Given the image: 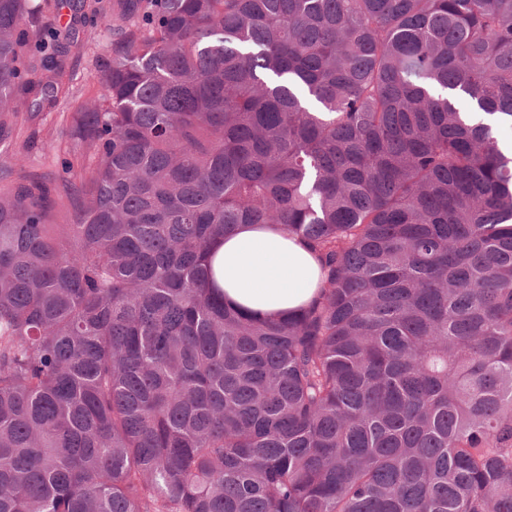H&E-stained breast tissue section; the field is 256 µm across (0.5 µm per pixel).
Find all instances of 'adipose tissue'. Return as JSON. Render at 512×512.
Masks as SVG:
<instances>
[{"label":"adipose tissue","instance_id":"adipose-tissue-1","mask_svg":"<svg viewBox=\"0 0 512 512\" xmlns=\"http://www.w3.org/2000/svg\"><path fill=\"white\" fill-rule=\"evenodd\" d=\"M210 265L225 301L261 318L304 306L319 283L313 255L276 225H237L212 252Z\"/></svg>","mask_w":512,"mask_h":512}]
</instances>
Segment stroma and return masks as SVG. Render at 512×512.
<instances>
[{
  "label": "stroma",
  "mask_w": 512,
  "mask_h": 512,
  "mask_svg": "<svg viewBox=\"0 0 512 512\" xmlns=\"http://www.w3.org/2000/svg\"><path fill=\"white\" fill-rule=\"evenodd\" d=\"M97 41L72 50L67 57L65 89L59 94L53 106L30 115L20 113L13 118L16 128L14 139L9 146H0V188L12 186L19 172L34 177L53 179L60 175V161L67 156L70 148L65 132L75 107L81 102L98 97L103 92L101 74L104 65L112 55V44L116 35L112 29L111 17L98 20ZM55 143L54 151H46V143ZM24 155L25 167H17L16 155Z\"/></svg>",
  "instance_id": "35a3bbf8"
}]
</instances>
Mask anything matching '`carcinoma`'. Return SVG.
I'll use <instances>...</instances> for the list:
<instances>
[{"label":"carcinoma","instance_id":"obj_1","mask_svg":"<svg viewBox=\"0 0 512 512\" xmlns=\"http://www.w3.org/2000/svg\"><path fill=\"white\" fill-rule=\"evenodd\" d=\"M0 0V114L97 25ZM69 165L0 192V512H512V0H117ZM84 40H79V35ZM238 224L306 307L208 287ZM210 265L225 301L260 318L304 306L318 290L313 255L277 225L238 224L224 234Z\"/></svg>","mask_w":512,"mask_h":512}]
</instances>
